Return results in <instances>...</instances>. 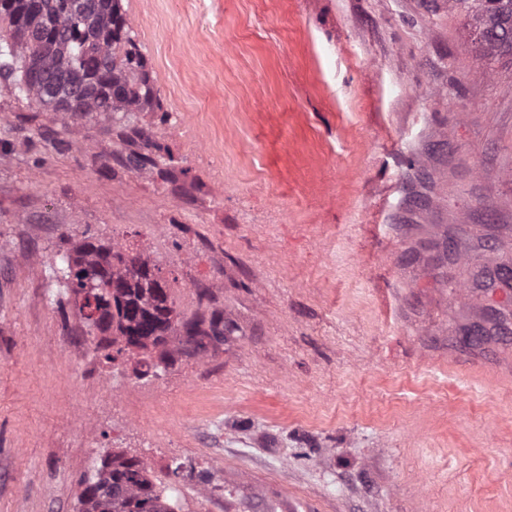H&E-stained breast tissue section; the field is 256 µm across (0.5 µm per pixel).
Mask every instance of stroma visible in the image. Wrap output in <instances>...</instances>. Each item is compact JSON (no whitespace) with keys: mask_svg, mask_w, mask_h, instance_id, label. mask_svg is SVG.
<instances>
[{"mask_svg":"<svg viewBox=\"0 0 512 512\" xmlns=\"http://www.w3.org/2000/svg\"><path fill=\"white\" fill-rule=\"evenodd\" d=\"M122 6L158 106L0 80V512L112 454L175 512H512V64L448 0ZM88 240L223 340L107 362L53 274Z\"/></svg>","mask_w":512,"mask_h":512,"instance_id":"obj_1","label":"stroma"}]
</instances>
